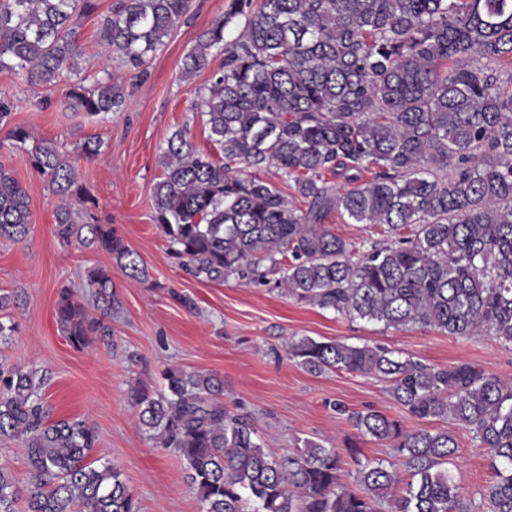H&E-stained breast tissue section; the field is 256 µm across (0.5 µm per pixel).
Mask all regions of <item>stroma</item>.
<instances>
[{"instance_id": "1", "label": "stroma", "mask_w": 512, "mask_h": 512, "mask_svg": "<svg viewBox=\"0 0 512 512\" xmlns=\"http://www.w3.org/2000/svg\"><path fill=\"white\" fill-rule=\"evenodd\" d=\"M114 0H97L96 12L81 30L84 74L109 69L123 77L127 100L107 118L75 114L62 103L63 88L47 92L0 73V95L14 102L13 124L25 127L33 143H57L69 152L80 183L93 198L101 223L112 225L137 252L150 278L137 282L115 267L106 252L65 243L56 233L57 197L32 166L28 151L0 148V164L26 187L32 224L19 242L0 241V293H19L22 303L8 317L18 331L0 344V363L48 369L45 399L56 419H84L99 441L92 456L120 469L138 512H199L198 495L183 460L156 447L139 425L129 388L141 382L162 390L165 369L214 374L224 380L223 401L250 416L264 448L280 457L314 440L344 454L342 479L366 462H395L387 443L359 438L346 411L377 410L414 431L429 422L404 412L386 383L360 374H314L288 356L290 338L309 336L354 344H378L435 366L472 363L512 380V346L487 335L455 337L435 329H393L350 320L296 301L274 286L221 283L187 275L168 252L153 224V191L162 174L159 156L173 132L186 129L196 149L216 147L198 112L191 108L209 86L222 55L192 77L183 61L225 9L226 0H192L187 16L150 57L144 73L110 60L98 44L100 20ZM93 137L101 153L87 160L75 146ZM112 271V342L78 350L55 321L62 287L72 288L89 311L97 303L81 277L90 267ZM454 433L458 452L448 463L472 512H483L481 495L493 481L486 454L469 430ZM356 456H347L350 444Z\"/></svg>"}]
</instances>
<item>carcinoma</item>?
<instances>
[{
	"label": "carcinoma",
	"mask_w": 512,
	"mask_h": 512,
	"mask_svg": "<svg viewBox=\"0 0 512 512\" xmlns=\"http://www.w3.org/2000/svg\"><path fill=\"white\" fill-rule=\"evenodd\" d=\"M191 0H116L99 41L133 69L164 45ZM96 0H0V72L52 91L65 107L106 116L126 102L112 74L87 87L79 59L83 20ZM242 26L239 37L226 31ZM224 52L198 108L220 158L176 131L162 148L152 221L170 254L197 280L274 283L289 297L386 328H433L450 336L488 334L512 346V0H227L224 13L187 54L184 73ZM0 96V131L13 145L29 132L11 125ZM32 162L62 204L58 236L110 254L135 281L139 255L73 204L92 202L70 161L52 144ZM251 170L245 178L233 165ZM293 183L290 198L265 178ZM342 177L336 185L330 177ZM336 213L384 224L388 243L359 245L332 231ZM30 201L0 165V240L30 231ZM97 305L112 311V274L86 271ZM55 318L76 349L112 335L69 288ZM288 354L308 371H345L389 384L418 419L471 431L495 480L489 512H512V382L476 364L434 366L378 345L292 338ZM46 369L0 368V439L26 448L20 488L0 465V512H137L122 473L87 461L97 447L84 419L50 418ZM164 391L131 387L139 424L157 447L185 462L200 512H470L445 468L458 443L447 428L406 431L374 410L347 413L363 437L391 444L402 469L380 461L340 478L334 448L307 441L278 458L252 421L220 401L224 379L178 369Z\"/></svg>",
	"instance_id": "cac0c4a2"
}]
</instances>
